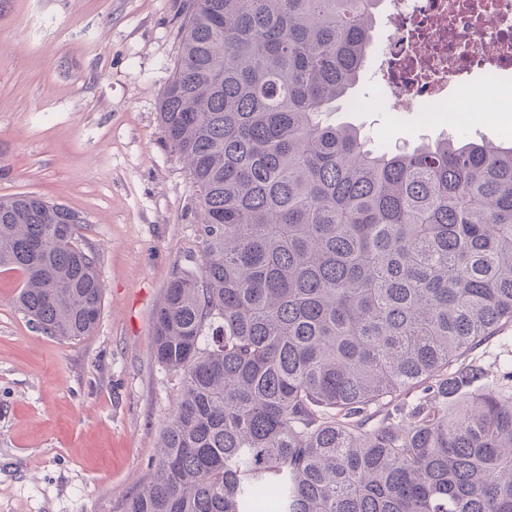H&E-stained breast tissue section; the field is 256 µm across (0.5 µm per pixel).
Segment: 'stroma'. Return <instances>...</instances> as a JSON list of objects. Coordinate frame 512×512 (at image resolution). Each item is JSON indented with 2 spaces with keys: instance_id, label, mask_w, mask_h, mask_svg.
I'll return each mask as SVG.
<instances>
[{
  "instance_id": "obj_1",
  "label": "stroma",
  "mask_w": 512,
  "mask_h": 512,
  "mask_svg": "<svg viewBox=\"0 0 512 512\" xmlns=\"http://www.w3.org/2000/svg\"><path fill=\"white\" fill-rule=\"evenodd\" d=\"M184 4L0 0V196L79 213L103 292L91 335L60 340L18 309L20 275L0 272V512H125L153 472L181 390L155 357L154 314L202 261L195 188L158 118ZM352 98L376 107L351 111ZM328 120L372 148L512 143V117L399 111L368 69ZM473 357L491 378L511 373L512 327Z\"/></svg>"
}]
</instances>
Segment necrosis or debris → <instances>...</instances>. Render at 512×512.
I'll return each instance as SVG.
<instances>
[{"label":"necrosis or debris","instance_id":"4bbe7bcc","mask_svg":"<svg viewBox=\"0 0 512 512\" xmlns=\"http://www.w3.org/2000/svg\"><path fill=\"white\" fill-rule=\"evenodd\" d=\"M376 73L398 109L512 112V0H385ZM479 71L477 92L449 97L451 83Z\"/></svg>","mask_w":512,"mask_h":512}]
</instances>
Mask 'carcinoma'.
Returning a JSON list of instances; mask_svg holds the SVG:
<instances>
[{"mask_svg":"<svg viewBox=\"0 0 512 512\" xmlns=\"http://www.w3.org/2000/svg\"><path fill=\"white\" fill-rule=\"evenodd\" d=\"M381 2L189 0L159 121L202 263L154 315L182 389L126 512H512V375L468 360L512 325V145L378 150L325 121ZM83 223L0 197V272L50 336L100 317Z\"/></svg>","mask_w":512,"mask_h":512,"instance_id":"1","label":"carcinoma"}]
</instances>
